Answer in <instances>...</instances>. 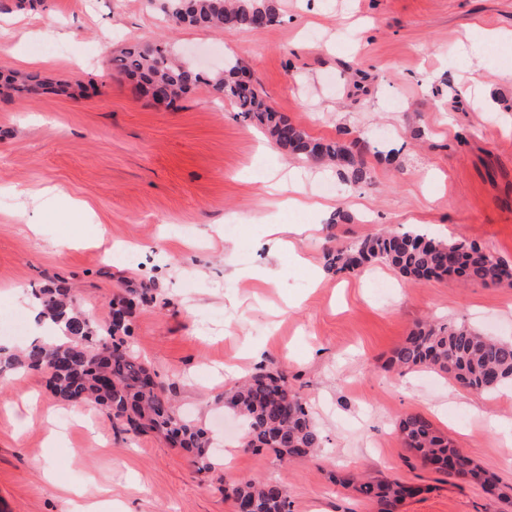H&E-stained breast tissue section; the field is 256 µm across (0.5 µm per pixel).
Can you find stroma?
I'll use <instances>...</instances> for the list:
<instances>
[{
  "label": "stroma",
  "instance_id": "obj_1",
  "mask_svg": "<svg viewBox=\"0 0 512 512\" xmlns=\"http://www.w3.org/2000/svg\"><path fill=\"white\" fill-rule=\"evenodd\" d=\"M490 32L512 35V0H282L263 29L169 36L145 0H45L38 11L0 0V69L87 88L79 99L0 94V185L16 189L0 194V340L26 345L32 320L19 300L35 289H74L103 328L113 296L154 282L156 302L133 310L131 344L175 383L183 417L235 447L228 462L209 449L218 465L198 472L162 438L116 431L103 409L72 413L45 374L22 369L0 377V512H70L66 488L89 479L112 512H235L221 480L257 476L287 490L291 512H378L335 481L358 474L419 485L398 512H512L480 486L422 469L395 431L422 415L512 486V387L480 394L424 368L385 369L423 321L512 340V288L325 268L327 250L384 228L474 243L512 264V49ZM163 37L204 64L237 55L311 136L364 138L370 180L286 154L208 86L166 107L109 70L116 50ZM471 80L477 98H457ZM292 168L346 222L265 193ZM77 202L94 212L80 233ZM273 224L316 230L278 253ZM67 236L75 245L58 249ZM266 269L273 284L257 279ZM375 272L392 286L388 301L372 295ZM269 368L309 401L316 457L288 464L242 447L224 394Z\"/></svg>",
  "mask_w": 512,
  "mask_h": 512
}]
</instances>
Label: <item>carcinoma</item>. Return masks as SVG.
Wrapping results in <instances>:
<instances>
[{
  "mask_svg": "<svg viewBox=\"0 0 512 512\" xmlns=\"http://www.w3.org/2000/svg\"><path fill=\"white\" fill-rule=\"evenodd\" d=\"M159 6L165 27L180 29L252 31L256 18L265 25L279 21L280 0H146ZM112 71L160 86L170 102L206 85L221 94L235 116L261 129L278 147L307 161L331 165L339 175L355 183L370 179L366 161L369 145L357 139L351 144L314 138L278 112L251 82L243 83L240 59L230 55L224 67L201 72L181 59L174 45L130 44L113 55ZM45 87L37 72L0 71V93L36 94ZM326 268L342 273L372 264H387L403 276L417 280L455 277L484 287L512 288V266L475 244L431 237L419 230H383L361 237L349 245L328 250ZM156 288L142 282L128 296L112 300V313L120 321L110 329L112 350L99 354L95 333L76 305L68 288H40L33 292L42 317L59 328L63 340L34 341L14 353L0 348V372L21 368L47 372L57 397L64 401L91 402L108 410L115 428L136 435L157 433L172 447L197 457L198 470L210 471L207 429L181 417L165 384L131 348L130 310L156 301ZM388 367L399 373L427 368L444 373L460 387L491 392L512 383V342L493 339L462 324H418L392 352ZM224 406L245 422L246 447L266 449L281 461L310 456L322 447L323 437L306 400L295 390L288 375L278 370H261L229 391ZM399 437L414 456L435 471L497 492L512 504V487L499 486L494 475L454 447L432 423L419 414H407L397 424ZM378 512H396L397 505L417 489L397 479L367 480L354 486ZM235 507L243 512H290L288 494L272 480L249 478L229 484Z\"/></svg>",
  "mask_w": 512,
  "mask_h": 512,
  "instance_id": "cac0c4a2",
  "label": "carcinoma"
}]
</instances>
